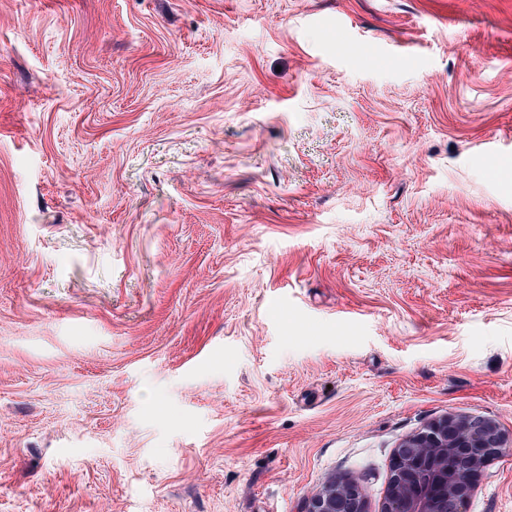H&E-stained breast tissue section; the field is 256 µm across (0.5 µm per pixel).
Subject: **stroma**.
<instances>
[{
    "label": "stroma",
    "mask_w": 512,
    "mask_h": 512,
    "mask_svg": "<svg viewBox=\"0 0 512 512\" xmlns=\"http://www.w3.org/2000/svg\"><path fill=\"white\" fill-rule=\"evenodd\" d=\"M448 413L512 435V0H0V512H380ZM305 512H365L359 485L348 478H334L307 503Z\"/></svg>",
    "instance_id": "obj_1"
}]
</instances>
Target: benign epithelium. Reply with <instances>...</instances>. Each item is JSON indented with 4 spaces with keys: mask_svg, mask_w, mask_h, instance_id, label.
Here are the masks:
<instances>
[{
    "mask_svg": "<svg viewBox=\"0 0 512 512\" xmlns=\"http://www.w3.org/2000/svg\"><path fill=\"white\" fill-rule=\"evenodd\" d=\"M512 447L493 422L445 415L405 438L394 450L382 512H465L487 464ZM305 512H365L359 485L334 478Z\"/></svg>",
    "mask_w": 512,
    "mask_h": 512,
    "instance_id": "1",
    "label": "benign epithelium"
}]
</instances>
